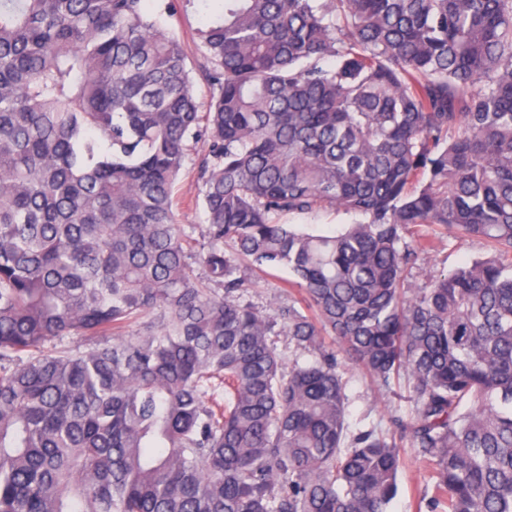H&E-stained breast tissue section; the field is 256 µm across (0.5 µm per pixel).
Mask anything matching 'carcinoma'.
<instances>
[{
    "instance_id": "carcinoma-1",
    "label": "carcinoma",
    "mask_w": 512,
    "mask_h": 512,
    "mask_svg": "<svg viewBox=\"0 0 512 512\" xmlns=\"http://www.w3.org/2000/svg\"><path fill=\"white\" fill-rule=\"evenodd\" d=\"M215 2L202 102L176 0H0V512H391L405 446L417 512H512V0ZM441 227L486 254L411 283ZM188 158L176 191V206L180 224L192 231L194 237L200 238L205 224L201 208L200 188L196 179V163L204 151L202 143L190 144ZM362 220L361 216L346 213L343 210L319 211L312 215L286 216L281 218L285 224H296L300 227H320L323 225H332L341 228L345 224H353ZM252 281L251 299L254 303L271 312L279 303H288L300 296L296 288H289L286 283L288 273L283 269L250 272ZM292 297V298H290ZM338 358L345 369L346 378L349 380L348 388L353 397L350 407V418L353 422L366 418V422H381L388 427L389 416L395 409L398 410V415L408 414V403L404 398L407 393L403 385H395L390 391H379L368 376L352 366L345 355L339 353ZM403 467L399 474V492L392 512H416L418 498L429 486V468L414 448H402Z\"/></svg>"
}]
</instances>
